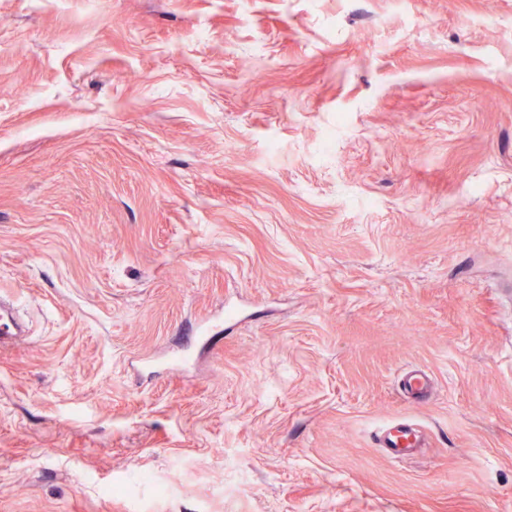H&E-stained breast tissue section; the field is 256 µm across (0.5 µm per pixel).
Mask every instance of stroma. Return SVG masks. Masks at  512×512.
Returning <instances> with one entry per match:
<instances>
[{
  "label": "stroma",
  "instance_id": "35a3bbf8",
  "mask_svg": "<svg viewBox=\"0 0 512 512\" xmlns=\"http://www.w3.org/2000/svg\"><path fill=\"white\" fill-rule=\"evenodd\" d=\"M1 297L0 512H512V0H0ZM400 386L409 399L421 402L431 393L432 380L425 371L414 368L404 373L400 380ZM379 447L392 459H401L415 448H421L417 431L408 423H397L386 428L380 438Z\"/></svg>",
  "mask_w": 512,
  "mask_h": 512
}]
</instances>
